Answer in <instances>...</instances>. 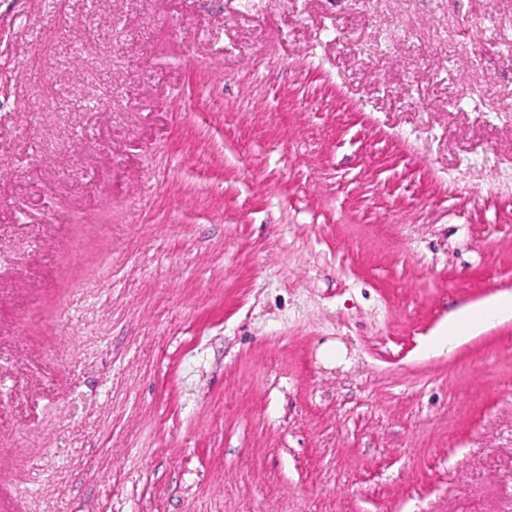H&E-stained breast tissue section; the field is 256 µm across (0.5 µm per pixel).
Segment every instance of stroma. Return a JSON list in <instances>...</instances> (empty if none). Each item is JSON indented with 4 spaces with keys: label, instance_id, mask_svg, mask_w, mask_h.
I'll return each instance as SVG.
<instances>
[{
    "label": "stroma",
    "instance_id": "stroma-1",
    "mask_svg": "<svg viewBox=\"0 0 512 512\" xmlns=\"http://www.w3.org/2000/svg\"><path fill=\"white\" fill-rule=\"evenodd\" d=\"M503 291L512 0H0V512H512ZM512 318V295L499 296L478 306H468L453 314L448 329L435 340L433 349L448 352L459 346L470 333Z\"/></svg>",
    "mask_w": 512,
    "mask_h": 512
}]
</instances>
